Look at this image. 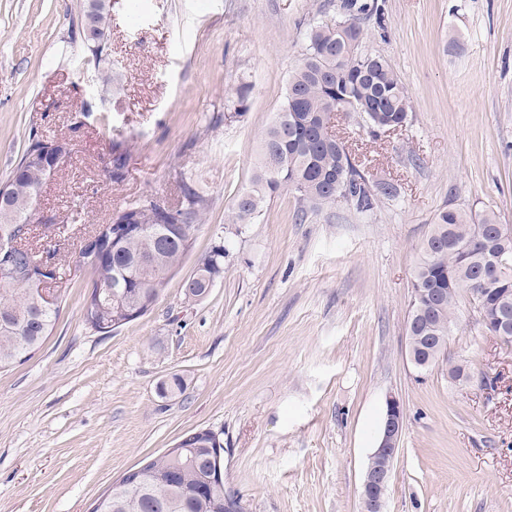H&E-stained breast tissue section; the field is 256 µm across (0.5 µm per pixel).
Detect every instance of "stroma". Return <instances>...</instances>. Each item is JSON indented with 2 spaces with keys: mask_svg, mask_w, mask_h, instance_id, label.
I'll return each instance as SVG.
<instances>
[{
  "mask_svg": "<svg viewBox=\"0 0 512 512\" xmlns=\"http://www.w3.org/2000/svg\"><path fill=\"white\" fill-rule=\"evenodd\" d=\"M81 2L0 0V182L34 132L72 143L40 194L55 224L76 213L90 232L138 199L177 204L183 176L208 207L146 315L93 330L82 273L41 347L0 371V512H91L128 469L199 430L223 444L224 490L243 512H361L390 393L405 423L384 512H512V347L465 301L435 365L414 366L405 332L440 209L512 226V0H374L385 25L364 20L362 48L401 77L409 117L376 138L346 132L361 171L397 198L367 215L339 200L298 222L283 190L252 224L229 223L231 204L309 21L339 0H110L108 91L74 38ZM241 90V116L225 118ZM114 140L132 145L119 183L103 172ZM221 243L223 274L189 298ZM459 359L470 383L448 377ZM175 375L183 392L160 396Z\"/></svg>",
  "mask_w": 512,
  "mask_h": 512,
  "instance_id": "1",
  "label": "stroma"
}]
</instances>
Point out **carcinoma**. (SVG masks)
<instances>
[{"mask_svg": "<svg viewBox=\"0 0 512 512\" xmlns=\"http://www.w3.org/2000/svg\"><path fill=\"white\" fill-rule=\"evenodd\" d=\"M381 21L378 6L368 0H341L339 12L322 15L310 24L305 53L289 77L286 103L265 130L255 165L252 187L238 194L231 207L233 224H252L268 199L288 190L306 209L338 200L361 214L373 211L377 197L397 196L391 182H372L353 165L344 145L336 140V110L349 108V119L376 137L406 124L410 105L402 79L387 60L361 50L368 18ZM112 24L108 0H88L78 15L76 31L83 41L96 77L112 81L106 51ZM71 150L65 138L29 137L22 157L9 177V199L0 205V242L19 239L11 254L10 274L0 277V369L22 361L40 346L56 320L59 307L42 305L37 290L24 282L29 271V215L38 205L48 173L35 154L46 143ZM130 148L112 144V182L125 176ZM207 199L192 184L182 182L177 206L163 210L153 198L130 204L115 213L117 221L141 225V231L118 239L106 250H80L76 265L87 267L93 281L106 287L101 304L83 306L85 322L100 333L117 329L112 315L154 305L169 278L193 247V231L202 221ZM480 233L494 241L495 253L472 245ZM228 248L216 245L198 263L188 295L202 298L224 273ZM412 287L424 291L420 312L408 317L409 336H448L457 319L459 297L484 289L490 320L512 309V234L501 229L497 216L479 217L463 209H443L435 217L422 246ZM210 439L191 436L180 452H161L141 470L125 477L120 492L98 499L93 512H225L224 486H211L217 474Z\"/></svg>", "mask_w": 512, "mask_h": 512, "instance_id": "obj_1", "label": "carcinoma"}]
</instances>
